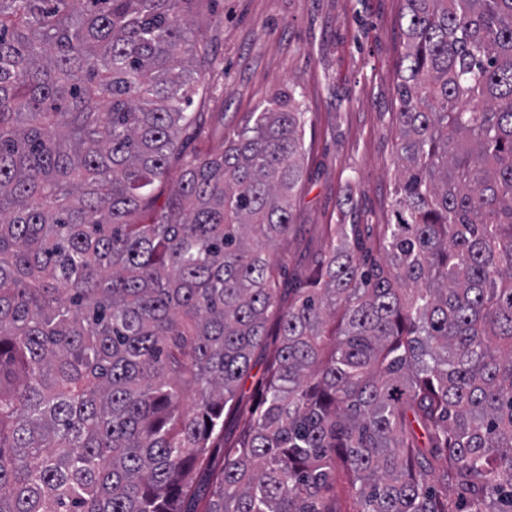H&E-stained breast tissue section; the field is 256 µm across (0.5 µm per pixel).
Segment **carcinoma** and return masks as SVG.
I'll list each match as a JSON object with an SVG mask.
<instances>
[{
    "instance_id": "obj_1",
    "label": "carcinoma",
    "mask_w": 512,
    "mask_h": 512,
    "mask_svg": "<svg viewBox=\"0 0 512 512\" xmlns=\"http://www.w3.org/2000/svg\"><path fill=\"white\" fill-rule=\"evenodd\" d=\"M194 2L0 0V512H512V0H404L394 222L286 310L305 112L186 152ZM264 356H256L255 364L251 370L249 377L242 384V404H241V417L240 421L236 420L233 423L227 424L224 428V442L229 445L234 441L238 435L245 417L249 413L250 409L257 406L261 397V388L259 386V380L263 372V361Z\"/></svg>"
}]
</instances>
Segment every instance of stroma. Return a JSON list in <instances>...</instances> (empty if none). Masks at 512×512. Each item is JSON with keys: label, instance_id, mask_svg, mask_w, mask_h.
<instances>
[{"label": "stroma", "instance_id": "obj_1", "mask_svg": "<svg viewBox=\"0 0 512 512\" xmlns=\"http://www.w3.org/2000/svg\"><path fill=\"white\" fill-rule=\"evenodd\" d=\"M404 0H197L192 27L208 43L198 147L218 153L245 116L293 86L306 113L303 181L276 254L296 287L329 248L327 227L371 240L395 196L396 73Z\"/></svg>", "mask_w": 512, "mask_h": 512}]
</instances>
